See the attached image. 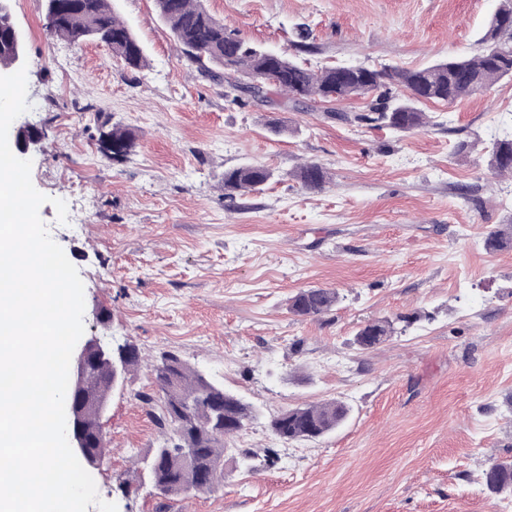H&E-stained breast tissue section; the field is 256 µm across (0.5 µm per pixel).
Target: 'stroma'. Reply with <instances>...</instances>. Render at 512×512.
<instances>
[{"label":"stroma","mask_w":512,"mask_h":512,"mask_svg":"<svg viewBox=\"0 0 512 512\" xmlns=\"http://www.w3.org/2000/svg\"><path fill=\"white\" fill-rule=\"evenodd\" d=\"M499 3L203 0L261 47L314 68L372 69L476 53ZM110 4L146 68L50 36L44 0L12 4L30 106L16 122L43 132L30 155L32 182L51 198L40 217L84 284L85 336L144 357L102 419L111 454L90 471L99 497L118 512H512V496L482 483L490 459L512 458V248L484 246L512 222V180L489 167L492 130L512 126V79L423 103L432 123L409 132L353 122L364 98L271 91L238 107L186 62L153 0ZM114 126L137 135L119 162L97 142ZM305 162L330 184L303 188L291 173ZM247 163L274 178L225 196V169ZM316 287L339 303L290 314L289 297ZM399 315L413 318L405 333L351 346L364 322ZM165 351L256 407L231 445L273 449L274 465L225 462L209 493L152 489L139 461L161 433L135 395L153 391ZM334 399L351 415L319 440L286 443L269 427L285 409Z\"/></svg>","instance_id":"35a3bbf8"}]
</instances>
